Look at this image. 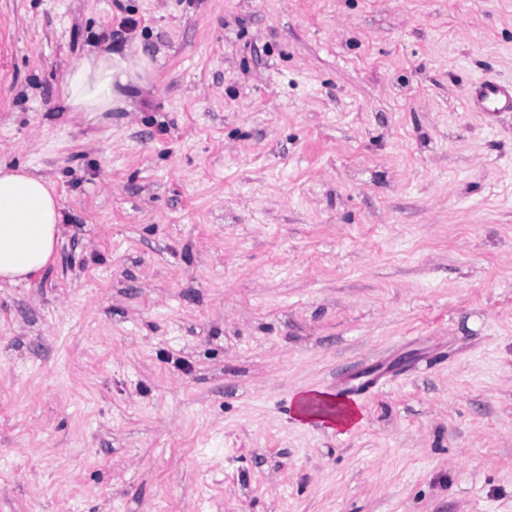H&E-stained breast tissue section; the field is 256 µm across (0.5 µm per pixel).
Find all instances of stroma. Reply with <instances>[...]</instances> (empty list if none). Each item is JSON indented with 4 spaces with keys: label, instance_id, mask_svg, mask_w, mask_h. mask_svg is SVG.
I'll use <instances>...</instances> for the list:
<instances>
[{
    "label": "stroma",
    "instance_id": "35a3bbf8",
    "mask_svg": "<svg viewBox=\"0 0 512 512\" xmlns=\"http://www.w3.org/2000/svg\"><path fill=\"white\" fill-rule=\"evenodd\" d=\"M111 111L64 103L104 46ZM512 0H0V512H512ZM359 424H300L336 383ZM484 112L512 111V87L494 81L481 84L476 92ZM59 210L43 177L0 166V284H18L47 265L60 238Z\"/></svg>",
    "mask_w": 512,
    "mask_h": 512
}]
</instances>
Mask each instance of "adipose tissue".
Listing matches in <instances>:
<instances>
[{"label": "adipose tissue", "instance_id": "ef3b65f1", "mask_svg": "<svg viewBox=\"0 0 512 512\" xmlns=\"http://www.w3.org/2000/svg\"><path fill=\"white\" fill-rule=\"evenodd\" d=\"M127 68L108 52L74 67L65 85L72 110L111 109L114 85L125 82ZM60 221V205L47 180L0 166V284L27 280L47 265L60 238Z\"/></svg>", "mask_w": 512, "mask_h": 512}]
</instances>
